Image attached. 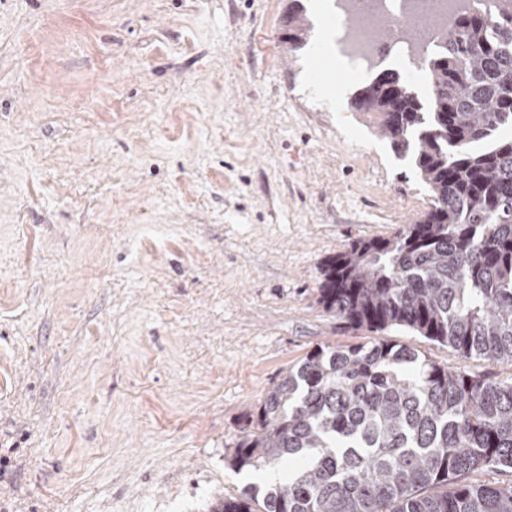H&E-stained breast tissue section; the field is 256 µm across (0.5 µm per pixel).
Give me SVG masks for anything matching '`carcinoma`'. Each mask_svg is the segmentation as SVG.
Masks as SVG:
<instances>
[{"instance_id": "obj_1", "label": "carcinoma", "mask_w": 512, "mask_h": 512, "mask_svg": "<svg viewBox=\"0 0 512 512\" xmlns=\"http://www.w3.org/2000/svg\"><path fill=\"white\" fill-rule=\"evenodd\" d=\"M499 19L466 9L428 61L430 95L391 69L355 89L408 158L431 207L391 235L329 258L319 302L348 328H405L463 361L512 364V0ZM299 10L285 42H305ZM232 464L272 485L217 498L209 512H512V484L461 482L512 470V379L450 369L386 341L322 343L268 391ZM465 480L480 485L498 486L512 482L511 471L483 469L466 474Z\"/></svg>"}]
</instances>
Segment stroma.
<instances>
[{
    "label": "stroma",
    "mask_w": 512,
    "mask_h": 512,
    "mask_svg": "<svg viewBox=\"0 0 512 512\" xmlns=\"http://www.w3.org/2000/svg\"><path fill=\"white\" fill-rule=\"evenodd\" d=\"M0 0V512H208L231 454L342 328L324 263L430 207L334 41L336 0ZM288 16V34L285 37V42L291 47H298L303 44L306 39V32L308 30V24H306V18L302 12L298 9L293 10Z\"/></svg>",
    "instance_id": "1"
}]
</instances>
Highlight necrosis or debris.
<instances>
[{
    "instance_id": "1",
    "label": "necrosis or debris",
    "mask_w": 512,
    "mask_h": 512,
    "mask_svg": "<svg viewBox=\"0 0 512 512\" xmlns=\"http://www.w3.org/2000/svg\"><path fill=\"white\" fill-rule=\"evenodd\" d=\"M336 8V46L351 74L360 76L399 63L412 82L421 79L454 16L453 0H336ZM354 14L372 18V25L351 23ZM425 16L431 18V27L420 26ZM385 26L394 29L395 37L382 52L378 44Z\"/></svg>"
}]
</instances>
